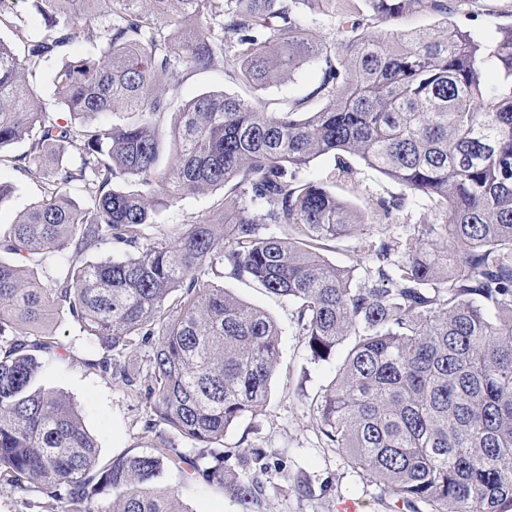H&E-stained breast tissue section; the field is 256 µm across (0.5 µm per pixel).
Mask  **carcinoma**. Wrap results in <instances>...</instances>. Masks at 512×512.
<instances>
[{
    "label": "carcinoma",
    "instance_id": "cac0c4a2",
    "mask_svg": "<svg viewBox=\"0 0 512 512\" xmlns=\"http://www.w3.org/2000/svg\"><path fill=\"white\" fill-rule=\"evenodd\" d=\"M18 2L0 0V28L23 32ZM346 2L36 0L47 33L21 56L0 38V166L44 183L0 231V487L62 512H183L150 488L175 472L252 512L280 466L264 449L229 463L224 434L266 405L280 331L219 286L228 274L293 303L313 358L354 337L312 411L395 512H512V24L480 41L452 20L466 0ZM307 8L338 18L334 39ZM413 14L447 25L397 28ZM78 37L96 53L64 63L47 112L26 70ZM218 58L252 88L318 61L324 104L204 93L167 150L169 93ZM330 153L401 191L366 214L332 191L350 168L301 177ZM217 190L213 216L151 236L159 207ZM405 211L407 234L369 231ZM354 233L361 275L320 253ZM61 316L95 344L85 365L145 405L147 431L164 426L149 450L100 463L75 407L39 384ZM141 351L144 377L124 362Z\"/></svg>",
    "mask_w": 512,
    "mask_h": 512
}]
</instances>
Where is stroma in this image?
Here are the masks:
<instances>
[{"label":"stroma","instance_id":"obj_1","mask_svg":"<svg viewBox=\"0 0 512 512\" xmlns=\"http://www.w3.org/2000/svg\"><path fill=\"white\" fill-rule=\"evenodd\" d=\"M503 4L504 0H471L467 26L475 37L492 38L499 26L512 24V17L502 12ZM91 51V45L78 38L61 56L30 66L27 78L47 112L59 110L52 84L54 71L63 60L83 57ZM320 76L319 64L308 63L289 78L253 91L229 77L223 59L219 58L209 69L185 77L165 124L173 126L176 109L207 92L237 94L262 102L300 99L315 89ZM345 161L355 173L358 189L353 192L339 185L335 192L357 209L372 211L379 195L397 192L396 184L360 158L349 155ZM0 181L15 186L13 196L0 206V227L4 228L40 200L43 189L37 177L19 174L7 166L0 167ZM212 201L211 193L200 192L186 196L174 206L160 208L152 235L162 236L172 224L199 222L210 211ZM223 287L242 301L265 310L280 330V357L265 407L241 418L224 436L225 449L270 450L283 468L282 473L272 474L267 495L256 512H341L342 504L349 500L357 502L361 512H390L389 501L381 497L377 485L355 470L344 452L326 446L312 414L311 401L336 375L346 353L345 346H338L326 359L312 358L297 332L291 304L244 279L225 278ZM54 330L64 348L58 355L46 357L41 384L63 394L77 408L97 443L100 461L132 449L148 450L155 435L145 429L144 405L122 384L103 379L86 366L91 346L79 338L68 319L55 320ZM296 483L310 485L313 497H298L292 490ZM170 486L177 487L183 512H240L237 503L222 488L183 484L172 473L158 480L154 489L160 492Z\"/></svg>","mask_w":512,"mask_h":512}]
</instances>
